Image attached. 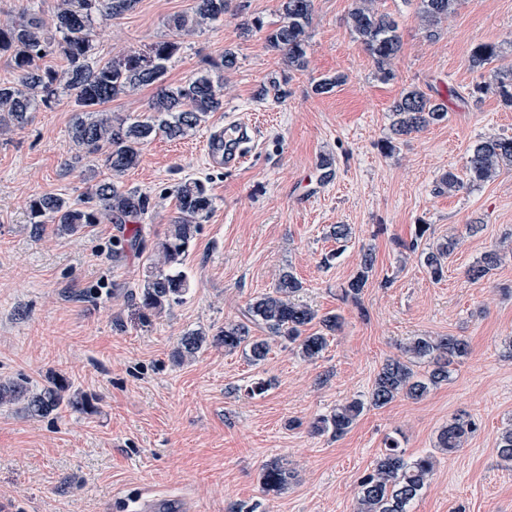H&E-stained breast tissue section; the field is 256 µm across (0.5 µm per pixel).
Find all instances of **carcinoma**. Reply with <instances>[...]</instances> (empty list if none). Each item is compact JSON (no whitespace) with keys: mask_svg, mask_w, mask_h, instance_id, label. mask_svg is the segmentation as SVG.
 <instances>
[{"mask_svg":"<svg viewBox=\"0 0 512 512\" xmlns=\"http://www.w3.org/2000/svg\"><path fill=\"white\" fill-rule=\"evenodd\" d=\"M459 0H416V10L426 30L431 31L441 20L455 12ZM137 0H60L55 12L52 35L44 32L37 17V0H29L28 19L22 22L0 21V55L7 57L16 73L13 82L0 83V123L23 127L29 114L49 108L59 94L72 92L79 112L69 127L71 142L88 154L99 152L113 174L136 167L142 149L151 139L162 134L170 139L185 136L205 120L211 112L224 109L223 81L202 71L178 86L164 85L170 60L181 44L162 38L139 50H130L103 64L91 62L98 26L116 20L129 12ZM230 0H197L194 16L176 17L171 25L184 30L224 18ZM313 13V0H281V22L266 34L267 44L283 53L288 67H307L308 29ZM350 27L364 46L382 81L394 78L393 60L401 50L398 24L386 13L372 7V0H356L349 15ZM59 54L68 61L62 72L43 68L39 61ZM500 46L493 42L476 44L470 52L474 68L494 62ZM159 89L150 107L151 115L128 122L99 112L95 107L143 86ZM479 92H492L512 107V74L499 77L492 85L477 86ZM390 131L392 138L421 132L448 119V108L416 87L405 89L393 103ZM392 138L383 148H393ZM512 167V137H489L474 143L468 153L465 171L459 175L448 171L442 175L439 189L457 191L466 185L487 182L501 169ZM178 217L158 243L160 269L147 276L141 286V307L160 312L178 302L186 289V280L175 268L182 264L197 224L207 217L212 199L199 180H186L174 189ZM148 208V198L136 191L125 190L113 181L100 182L88 193L86 206L77 208L58 195H41L30 201L32 224H55L58 231L75 235L88 224H99L113 215L138 216ZM457 239L450 236L443 242L421 252V263L430 277L444 276L446 260L455 251ZM500 262V253L491 249L466 271L467 279L479 283L491 274ZM375 256L368 248L361 253L360 268L341 289V298L357 300L372 272ZM302 283L290 272L282 274L270 293L252 300L244 314L245 321L226 323L212 339L202 334L182 336L174 351L181 362L194 356L207 343L224 347L228 352L241 349L254 362L265 360L269 353L268 338H280L299 348L307 360L318 358L328 345V335L342 324L337 314L318 317L315 310L296 300ZM319 321L322 331L307 333V327ZM257 327L267 336L251 335ZM470 352L462 336H415L405 347L407 359H390L378 372L370 392L369 403L382 408L398 396L418 400L430 388L450 380L451 365ZM424 363L428 371L418 376L413 364ZM365 404L352 399L336 407L331 415L311 424L315 433L329 432L339 438L346 434L363 413ZM19 407L25 415L45 418L61 409L85 413L89 404L71 390L63 378H51L38 387L23 379L0 381V407ZM477 429L475 421L459 415L441 429L437 445L450 453L462 448L469 434ZM497 453L502 461L512 462V427L503 429L497 439ZM434 456L425 454L405 458L400 442L389 437L384 443L371 471L358 482V512H409V507L427 486L434 472ZM291 474L279 463L262 469L260 484L268 494H276L288 484Z\"/></svg>","mask_w":512,"mask_h":512,"instance_id":"obj_1","label":"carcinoma"}]
</instances>
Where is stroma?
<instances>
[{
	"instance_id": "obj_1",
	"label": "stroma",
	"mask_w": 512,
	"mask_h": 512,
	"mask_svg": "<svg viewBox=\"0 0 512 512\" xmlns=\"http://www.w3.org/2000/svg\"><path fill=\"white\" fill-rule=\"evenodd\" d=\"M354 4L314 0L309 64L296 71L263 32L242 29L255 17L275 27L280 0H232L223 20L182 37L165 75L179 85L234 50L223 111L184 137H155L120 176L103 156L71 143L70 95L32 113L24 127L0 126V378L39 387L60 374L93 406L45 419L0 408V512H134L141 491L184 497L196 512H355L358 481L392 434L407 457L436 460L410 512H512V466L495 447L512 423V169L457 191L437 188L446 171L462 172L475 141L512 137V107L476 91L512 72V0H460L432 36L414 0H376L402 41L388 82L349 28ZM195 6L139 0L96 38L95 61L170 36V20L193 15ZM482 42L499 43L501 52L476 69L469 54ZM336 74L342 84L315 93L320 78ZM274 81L283 97H259ZM411 86L442 101L448 119L382 150L392 106ZM230 113L257 134L249 160L234 170L212 166L205 150ZM324 157L335 169L326 183L317 179ZM111 179L147 196V212L74 236L30 224L32 198L59 195L79 205L91 185ZM188 179L205 183L211 212L181 266L180 301L149 318L139 287L177 214L173 190ZM334 224L352 228L345 251L329 236ZM420 224L429 225L430 241L459 239L442 280L407 248ZM470 224L480 232L469 235ZM365 248L374 268L358 301H342ZM491 249L503 254L499 266L470 283L467 269ZM286 271L301 281V301L342 317L319 358L305 360L275 340L258 364L212 346L174 362L181 336H210L241 320ZM422 335L469 341L448 383L417 401L365 409L340 438L311 432L337 405L367 399L386 360ZM260 379L267 391L248 397L246 386ZM461 413L476 420V431L457 452L438 450V433ZM276 461L292 477L267 494L260 472Z\"/></svg>"
}]
</instances>
